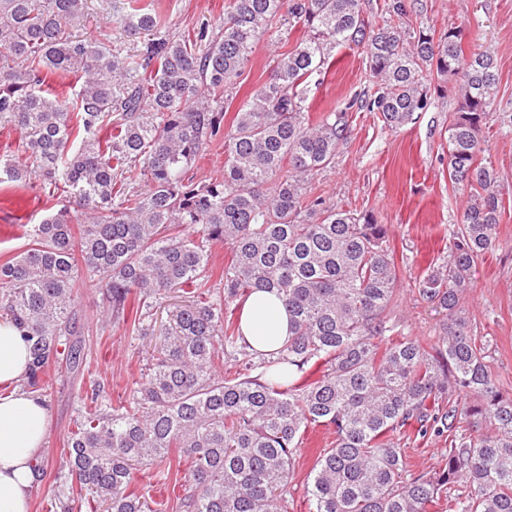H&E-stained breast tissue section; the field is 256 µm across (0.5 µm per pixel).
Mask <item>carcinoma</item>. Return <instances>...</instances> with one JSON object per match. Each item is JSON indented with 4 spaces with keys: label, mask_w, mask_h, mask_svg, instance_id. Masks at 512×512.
I'll return each mask as SVG.
<instances>
[{
    "label": "carcinoma",
    "mask_w": 512,
    "mask_h": 512,
    "mask_svg": "<svg viewBox=\"0 0 512 512\" xmlns=\"http://www.w3.org/2000/svg\"><path fill=\"white\" fill-rule=\"evenodd\" d=\"M87 9V0H0V120L36 163L0 153V184L34 175L68 194L28 229L33 247L0 264V311L30 345L28 385L45 388L52 361H84L82 273L114 319L133 294L140 321L171 292L193 299L171 312L126 404L90 397L62 466L106 512H154L131 489L134 471L178 448L188 512H288L296 450L319 425L336 440L310 470L309 512H512V392L462 302L473 267L499 246L503 188L482 157L497 107L493 54L465 51L462 28L438 33L406 0H383L378 23L364 0H225L218 27L184 36L161 33L140 0H112L128 35H152L122 58L105 38L76 34ZM282 21L304 36L272 57L267 81L224 124L257 40L282 38ZM343 47L364 55L376 89L315 119L307 88ZM56 74L75 76L72 96L50 88ZM434 74L457 83L448 178L468 201L447 254L416 286L443 315L425 344L386 336L399 281L388 225L307 193L344 145L347 113L374 112L397 131L430 105ZM218 141L224 176L186 179ZM215 243L231 254L216 282ZM255 290L277 294L291 316L288 340L269 353L250 348L235 317ZM412 425L422 438L448 437L437 470L409 469L401 440Z\"/></svg>",
    "instance_id": "obj_1"
}]
</instances>
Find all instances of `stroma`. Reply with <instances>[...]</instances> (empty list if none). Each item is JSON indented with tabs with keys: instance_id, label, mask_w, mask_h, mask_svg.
I'll use <instances>...</instances> for the list:
<instances>
[{
	"instance_id": "obj_1",
	"label": "stroma",
	"mask_w": 512,
	"mask_h": 512,
	"mask_svg": "<svg viewBox=\"0 0 512 512\" xmlns=\"http://www.w3.org/2000/svg\"><path fill=\"white\" fill-rule=\"evenodd\" d=\"M170 33L201 24L218 25L224 0H152ZM424 22L441 31L460 26L466 31L464 47L488 49L494 55L498 77V108L485 126V155L504 186L503 207L497 228L499 245L472 273L473 287L466 297L473 332L494 339L493 366L512 381V0H410ZM88 18L82 36L105 35L113 53L136 54L140 39L128 36L112 11V0H88ZM443 88L415 123L392 131L372 112L349 113L350 136L331 167L311 182L312 196L336 206L371 211L389 225V251L400 274L391 320L401 332L424 341L439 333L442 315L417 301L414 284L427 267L448 250V238L467 204L465 194L448 179V123L459 107L452 80L436 77ZM373 79L361 54L337 49L335 62L322 84L309 86L310 112L329 111L355 93L371 89ZM65 195L42 182L0 189V263L32 247L29 225L61 207ZM177 294L162 299L143 324L109 322L103 293L85 280L77 299V321L87 360L78 372L52 363L45 370L43 392L51 420L46 439V462L31 494V512H90L87 496L74 494L76 484L60 462L75 426L82 399L100 388L108 405L125 402L150 359L155 338L177 304ZM335 440L332 430H310L295 455V471L288 485L289 512H308L306 488L311 467L322 449ZM188 464L178 455L142 468L133 487L165 502V512H183Z\"/></svg>"
}]
</instances>
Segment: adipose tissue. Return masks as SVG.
Wrapping results in <instances>:
<instances>
[{
	"instance_id": "adipose-tissue-1",
	"label": "adipose tissue",
	"mask_w": 512,
	"mask_h": 512,
	"mask_svg": "<svg viewBox=\"0 0 512 512\" xmlns=\"http://www.w3.org/2000/svg\"><path fill=\"white\" fill-rule=\"evenodd\" d=\"M240 331L252 348L279 347L290 333L288 310L276 295L253 292L242 305ZM31 360L22 329L0 319V512H30L37 467L45 457L46 402L19 386Z\"/></svg>"
}]
</instances>
